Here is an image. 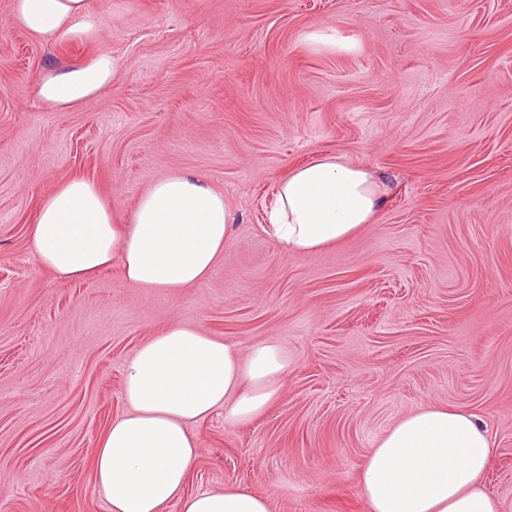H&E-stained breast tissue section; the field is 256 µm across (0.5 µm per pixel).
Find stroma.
<instances>
[{
	"label": "stroma",
	"mask_w": 512,
	"mask_h": 512,
	"mask_svg": "<svg viewBox=\"0 0 512 512\" xmlns=\"http://www.w3.org/2000/svg\"><path fill=\"white\" fill-rule=\"evenodd\" d=\"M96 40L51 46L0 0V512H108L96 444L126 411L123 367L181 322L278 342L279 400L192 424L187 489L243 485L272 512H369L360 468L403 415L475 413L487 490L512 512V0H94ZM106 52L120 78L81 108L42 72ZM332 153L384 197L356 235L287 255L263 230L280 179ZM187 172L239 222L208 279L177 293L119 267L58 284L28 230L62 182L125 216Z\"/></svg>",
	"instance_id": "1"
}]
</instances>
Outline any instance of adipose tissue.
Returning <instances> with one entry per match:
<instances>
[{
	"mask_svg": "<svg viewBox=\"0 0 512 512\" xmlns=\"http://www.w3.org/2000/svg\"><path fill=\"white\" fill-rule=\"evenodd\" d=\"M15 21L50 44L94 39L92 0H13ZM121 74L101 53L46 70L38 98L57 111L81 107ZM381 201L373 174L326 154L276 187L268 232L283 253L312 255L357 234ZM237 218L222 193L191 173L154 180L125 223L92 181L73 177L42 203L31 226L38 263L59 281L88 280L119 263L138 288L177 292L203 282L224 254ZM290 368L276 342L240 352L235 342L176 323L143 342L124 366L127 411L113 418L93 458V491L108 512H271L237 486L187 493L200 444L189 427L216 411L238 426L263 415ZM494 441L463 407L429 404L395 422L364 460L357 485L370 512H501L482 478Z\"/></svg>",
	"mask_w": 512,
	"mask_h": 512,
	"instance_id": "adipose-tissue-1",
	"label": "adipose tissue"
}]
</instances>
